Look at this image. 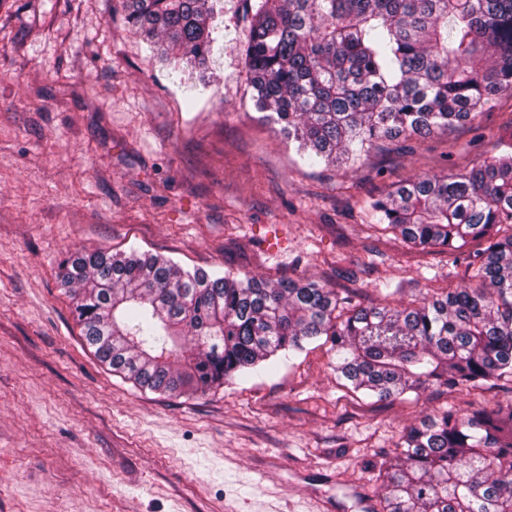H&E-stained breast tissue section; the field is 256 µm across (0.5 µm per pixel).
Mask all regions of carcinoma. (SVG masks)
Masks as SVG:
<instances>
[{
	"label": "carcinoma",
	"instance_id": "obj_1",
	"mask_svg": "<svg viewBox=\"0 0 512 512\" xmlns=\"http://www.w3.org/2000/svg\"><path fill=\"white\" fill-rule=\"evenodd\" d=\"M254 109L314 163L467 123L512 91V0H241ZM169 60L208 67L224 0H121ZM374 224L417 249L469 253L475 282L407 304L354 305L305 277H214L150 252L81 249L61 264L87 345L140 391L206 392L322 340L353 392L512 378V131L466 173L396 183ZM368 465L380 512H512V404L450 407Z\"/></svg>",
	"mask_w": 512,
	"mask_h": 512
}]
</instances>
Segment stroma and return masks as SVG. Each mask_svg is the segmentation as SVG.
Instances as JSON below:
<instances>
[{"mask_svg": "<svg viewBox=\"0 0 512 512\" xmlns=\"http://www.w3.org/2000/svg\"><path fill=\"white\" fill-rule=\"evenodd\" d=\"M240 0L205 77L164 66L120 0L0 7V512H376L368 463L444 408L512 403V379L395 400L341 386L326 347L207 393L160 395L85 346L58 273L77 248L161 254L215 274L308 277L367 306L471 282L463 256L377 236L367 202L469 171L512 121L398 140L350 168L311 163L245 98Z\"/></svg>", "mask_w": 512, "mask_h": 512, "instance_id": "35a3bbf8", "label": "stroma"}]
</instances>
